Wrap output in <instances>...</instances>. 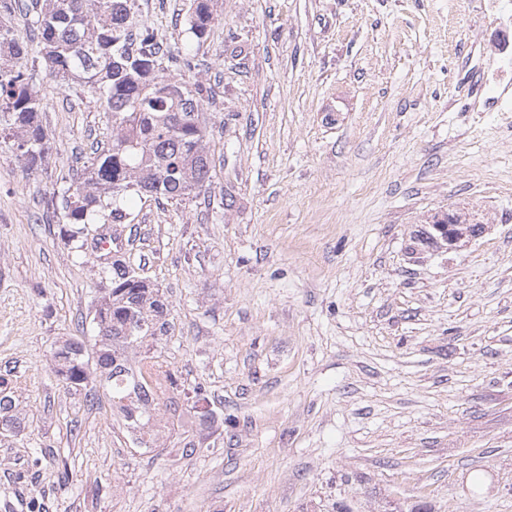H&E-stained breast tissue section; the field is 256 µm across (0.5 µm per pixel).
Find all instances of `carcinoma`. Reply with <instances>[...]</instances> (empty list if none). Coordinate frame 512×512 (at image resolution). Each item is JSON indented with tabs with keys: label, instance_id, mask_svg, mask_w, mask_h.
I'll return each mask as SVG.
<instances>
[{
	"label": "carcinoma",
	"instance_id": "carcinoma-1",
	"mask_svg": "<svg viewBox=\"0 0 512 512\" xmlns=\"http://www.w3.org/2000/svg\"><path fill=\"white\" fill-rule=\"evenodd\" d=\"M135 0H10L28 17L21 33L0 27V130L8 133L30 177L52 150L41 114L44 100L18 60L34 52L42 68L59 81L78 83L98 95L112 114V144L77 173L64 196L68 240L93 224L127 217L131 191L157 199L199 193L210 180L209 133L200 121L203 87L170 78L168 63L192 61L155 40L145 21L134 20ZM215 18L209 0H196L188 30L203 39ZM108 287L92 318L97 336L91 353L80 339H67L52 353L53 369L72 389L95 379L104 385L127 431L148 448L162 431L181 426L180 416L158 419L159 407L186 393L165 359L156 334L168 324L169 306L160 289L117 258ZM0 378V427L21 431L13 398Z\"/></svg>",
	"mask_w": 512,
	"mask_h": 512
}]
</instances>
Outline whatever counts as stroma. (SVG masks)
Wrapping results in <instances>:
<instances>
[{
    "mask_svg": "<svg viewBox=\"0 0 512 512\" xmlns=\"http://www.w3.org/2000/svg\"><path fill=\"white\" fill-rule=\"evenodd\" d=\"M136 0L204 88L211 178L128 199L72 243L63 195L112 117L40 65L53 150L0 134V512H512V113L475 112L489 18L470 0ZM485 232L433 243L435 216ZM110 250L99 251L101 238ZM163 290V347L214 413L140 445L106 392L65 385L93 346L112 255ZM68 482H61V474ZM210 0H196V5L187 19L188 30L196 39H203L215 18L210 9ZM5 391L6 388L0 390V427H9L12 433L17 434L21 431V421L13 413V398Z\"/></svg>",
    "mask_w": 512,
    "mask_h": 512,
    "instance_id": "obj_1",
    "label": "stroma"
}]
</instances>
